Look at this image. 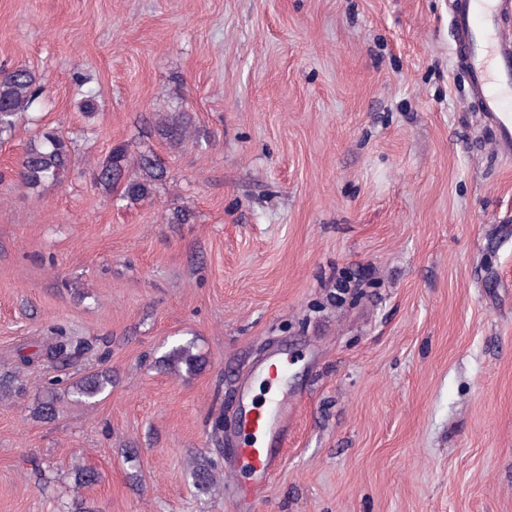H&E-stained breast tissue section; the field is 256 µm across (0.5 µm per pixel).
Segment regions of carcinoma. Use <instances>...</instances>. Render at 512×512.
I'll list each match as a JSON object with an SVG mask.
<instances>
[{"label":"carcinoma","instance_id":"cac0c4a2","mask_svg":"<svg viewBox=\"0 0 512 512\" xmlns=\"http://www.w3.org/2000/svg\"><path fill=\"white\" fill-rule=\"evenodd\" d=\"M41 86L35 73L26 66L0 72V135L13 134L19 116L32 107L40 97ZM193 118L188 112L167 114L155 121L154 132L166 144L177 148L191 139ZM72 156L71 142L53 131H44L29 141L15 170L20 186L36 188L46 181L61 182L66 176ZM93 183L105 192L121 189V198L138 204L153 198L157 187L167 177L164 163L158 157L141 154L133 157L125 143L112 145L108 154L95 165L91 173ZM80 341L67 336L63 330L46 341L25 343L15 349L18 371L35 368L45 361L65 360L71 350L78 349ZM167 365L177 372L189 375L199 373L206 360L195 352L194 343L173 347L164 356ZM112 386L105 371L82 375L67 388L73 400L89 403ZM60 397L54 389L44 390L38 402V413L44 419H53L58 411Z\"/></svg>","mask_w":512,"mask_h":512}]
</instances>
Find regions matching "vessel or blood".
<instances>
[{"label": "vessel or blood", "instance_id": "1", "mask_svg": "<svg viewBox=\"0 0 512 512\" xmlns=\"http://www.w3.org/2000/svg\"><path fill=\"white\" fill-rule=\"evenodd\" d=\"M456 57L469 72L470 93L486 123L494 129L501 154L512 155V0H453ZM294 409L274 397L267 408L246 411L240 465L263 489L279 459L275 438L287 428Z\"/></svg>", "mask_w": 512, "mask_h": 512}]
</instances>
